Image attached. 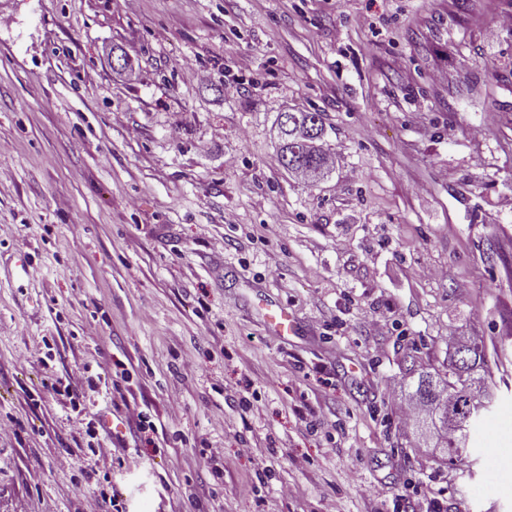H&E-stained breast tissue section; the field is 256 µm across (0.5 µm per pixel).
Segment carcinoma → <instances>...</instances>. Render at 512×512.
<instances>
[{
	"label": "carcinoma",
	"mask_w": 512,
	"mask_h": 512,
	"mask_svg": "<svg viewBox=\"0 0 512 512\" xmlns=\"http://www.w3.org/2000/svg\"><path fill=\"white\" fill-rule=\"evenodd\" d=\"M279 121L280 161L286 170H306L323 168L328 151L317 146L316 142L325 135L324 113L318 109L282 112ZM465 357L452 362L448 375L443 380H435L425 372L412 379V402L426 411L443 409L457 420L449 424L452 437L445 440V453L448 464L462 460L469 452L471 429L474 427L477 407L482 401L466 390L467 380L474 369L484 361L483 350L477 346L464 348Z\"/></svg>",
	"instance_id": "cac0c4a2"
}]
</instances>
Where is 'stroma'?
<instances>
[{
    "label": "stroma",
    "instance_id": "obj_1",
    "mask_svg": "<svg viewBox=\"0 0 512 512\" xmlns=\"http://www.w3.org/2000/svg\"><path fill=\"white\" fill-rule=\"evenodd\" d=\"M505 14L512 0H0V416L20 423L0 435V512L102 491L125 512H512ZM310 107L335 158L314 182L276 138L280 112ZM269 302L296 335L268 332ZM463 339L494 402L452 468L390 394L410 366L446 372ZM103 364L131 371L125 395L88 389ZM49 371L81 412L28 403ZM131 406L150 442L104 431L112 453L93 455L88 422Z\"/></svg>",
    "mask_w": 512,
    "mask_h": 512
}]
</instances>
